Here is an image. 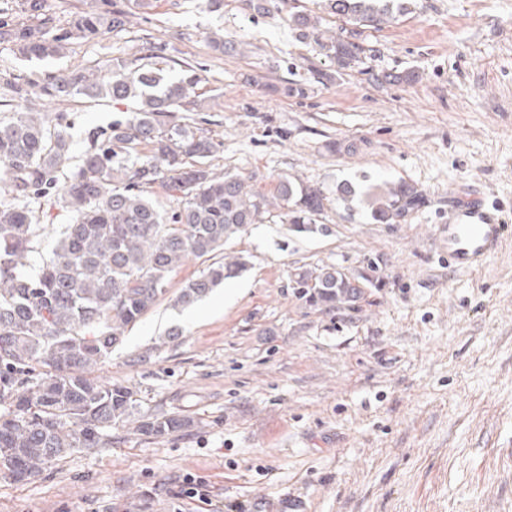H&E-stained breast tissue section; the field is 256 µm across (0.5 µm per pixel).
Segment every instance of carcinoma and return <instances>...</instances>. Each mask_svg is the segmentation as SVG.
Wrapping results in <instances>:
<instances>
[{
	"label": "carcinoma",
	"mask_w": 512,
	"mask_h": 512,
	"mask_svg": "<svg viewBox=\"0 0 512 512\" xmlns=\"http://www.w3.org/2000/svg\"><path fill=\"white\" fill-rule=\"evenodd\" d=\"M44 2L23 0L26 26L0 12V43L14 44L24 58L45 59L64 54L74 40L124 30L123 11L83 2L64 26ZM323 8L355 35L395 23L408 13V0H324ZM319 46L341 68L362 53L360 44L338 36ZM158 51L143 44L145 64L117 61L106 78L77 68L11 86L20 98L137 104L70 173L64 165L73 143L62 118L45 120L31 110L0 123V470L17 482L75 450L112 446L116 426L163 437L186 425L176 416L141 413L126 386L102 382L94 371L168 297L169 275L187 259L210 260L274 208L285 211L294 231L310 232L327 200L323 190L286 177L268 195L239 175L214 172L216 144L175 116L195 105L201 77L190 66L177 78L164 75L152 63ZM155 184L178 195L173 213L147 194ZM422 202L415 186L389 182L371 195V217L399 224ZM48 206L61 207L69 222L52 255L37 263L39 212ZM245 268L242 257L226 254L185 282L173 302L191 306ZM356 280L324 265L296 273L292 288L305 303L334 311L357 306L374 285L362 275Z\"/></svg>",
	"instance_id": "cac0c4a2"
}]
</instances>
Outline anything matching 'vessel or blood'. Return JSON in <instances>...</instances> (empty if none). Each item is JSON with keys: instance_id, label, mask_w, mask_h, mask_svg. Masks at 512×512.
I'll use <instances>...</instances> for the list:
<instances>
[{"instance_id": "1", "label": "vessel or blood", "mask_w": 512, "mask_h": 512, "mask_svg": "<svg viewBox=\"0 0 512 512\" xmlns=\"http://www.w3.org/2000/svg\"><path fill=\"white\" fill-rule=\"evenodd\" d=\"M448 263L475 272L512 237V226L497 213L475 205H458L448 214Z\"/></svg>"}]
</instances>
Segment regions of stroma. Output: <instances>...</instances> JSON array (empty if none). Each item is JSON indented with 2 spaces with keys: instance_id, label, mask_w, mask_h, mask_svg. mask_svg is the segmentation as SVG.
Wrapping results in <instances>:
<instances>
[{
  "instance_id": "stroma-1",
  "label": "stroma",
  "mask_w": 512,
  "mask_h": 512,
  "mask_svg": "<svg viewBox=\"0 0 512 512\" xmlns=\"http://www.w3.org/2000/svg\"><path fill=\"white\" fill-rule=\"evenodd\" d=\"M125 30L0 73L31 83L161 44L162 65L200 74L186 124L218 145L221 173L269 193L279 177L333 193L410 182L425 203L398 224L365 203L327 201L314 233L274 211L232 238L248 266L188 308L161 303L127 335L100 379L130 388L144 413L189 419L169 435L112 432L27 482L0 473V512H512V241L480 271L448 266V202L472 196L512 225V0H414L360 59L337 68L288 16L318 0H109ZM220 32L232 50L207 41ZM412 71L411 83L385 81ZM300 86V96L288 95ZM130 103L63 109L81 153ZM333 265L378 284L358 307L298 300L296 268ZM173 325L177 342L160 338ZM209 492L189 499L183 481Z\"/></svg>"
}]
</instances>
